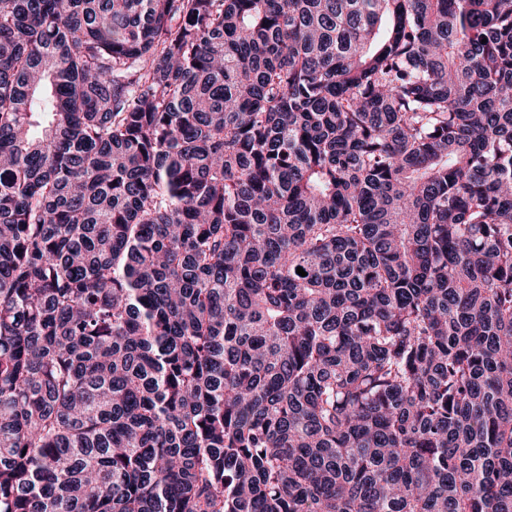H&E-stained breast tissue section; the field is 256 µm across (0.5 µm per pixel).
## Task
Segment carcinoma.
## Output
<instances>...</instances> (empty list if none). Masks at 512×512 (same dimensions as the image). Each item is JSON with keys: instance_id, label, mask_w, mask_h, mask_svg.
Segmentation results:
<instances>
[{"instance_id": "cac0c4a2", "label": "carcinoma", "mask_w": 512, "mask_h": 512, "mask_svg": "<svg viewBox=\"0 0 512 512\" xmlns=\"http://www.w3.org/2000/svg\"><path fill=\"white\" fill-rule=\"evenodd\" d=\"M0 512H512V0H0Z\"/></svg>"}]
</instances>
